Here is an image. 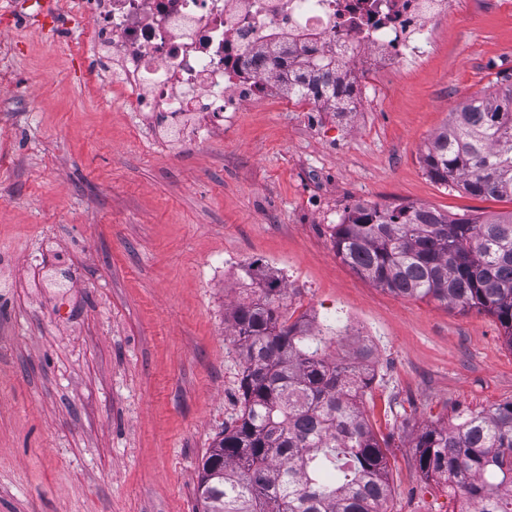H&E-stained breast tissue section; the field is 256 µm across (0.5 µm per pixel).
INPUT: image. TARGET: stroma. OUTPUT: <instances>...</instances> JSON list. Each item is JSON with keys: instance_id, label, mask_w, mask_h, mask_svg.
Returning a JSON list of instances; mask_svg holds the SVG:
<instances>
[{"instance_id": "obj_1", "label": "stroma", "mask_w": 512, "mask_h": 512, "mask_svg": "<svg viewBox=\"0 0 512 512\" xmlns=\"http://www.w3.org/2000/svg\"><path fill=\"white\" fill-rule=\"evenodd\" d=\"M0 0V512H202L201 460L237 417L231 312L279 280L280 312L376 348L362 408L389 443L384 512H460L416 437L512 401L490 314L396 295L337 256L355 204L512 211L432 181L421 157L466 97L512 76V0H454L428 54L337 115L249 104L200 141L100 96L79 25ZM260 277H246L252 261Z\"/></svg>"}]
</instances>
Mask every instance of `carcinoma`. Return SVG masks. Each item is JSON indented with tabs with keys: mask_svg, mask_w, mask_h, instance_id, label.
Returning a JSON list of instances; mask_svg holds the SVG:
<instances>
[{
	"mask_svg": "<svg viewBox=\"0 0 512 512\" xmlns=\"http://www.w3.org/2000/svg\"><path fill=\"white\" fill-rule=\"evenodd\" d=\"M275 60L288 96L356 108L336 84V55L313 48ZM428 176L481 198L512 197V83L467 97L422 157ZM336 255L376 285L497 318L512 345V214L454 217L424 205L357 204L334 226ZM282 288L237 304L241 408L203 463L204 512H380L387 452L360 401L372 380L356 352L327 353L336 325L279 312ZM420 470L448 481L475 512H512V402L427 428Z\"/></svg>",
	"mask_w": 512,
	"mask_h": 512,
	"instance_id": "obj_1",
	"label": "carcinoma"
}]
</instances>
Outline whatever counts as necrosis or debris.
<instances>
[{"mask_svg": "<svg viewBox=\"0 0 512 512\" xmlns=\"http://www.w3.org/2000/svg\"><path fill=\"white\" fill-rule=\"evenodd\" d=\"M448 0H77L81 42L112 68L121 90L159 126L203 136L279 84V45L329 46L341 77L365 80L429 50Z\"/></svg>", "mask_w": 512, "mask_h": 512, "instance_id": "1", "label": "necrosis or debris"}]
</instances>
